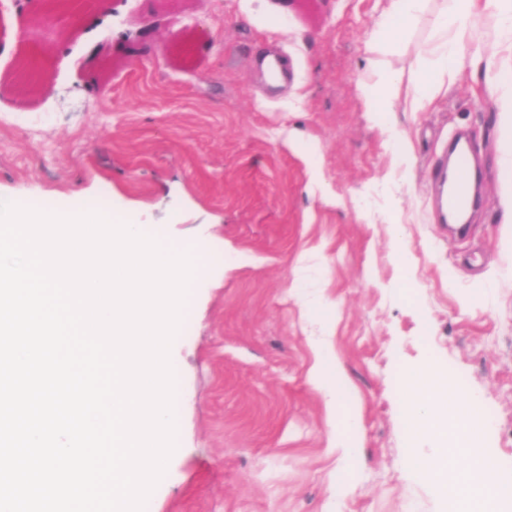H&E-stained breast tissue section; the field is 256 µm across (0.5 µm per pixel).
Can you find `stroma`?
Masks as SVG:
<instances>
[{
    "label": "stroma",
    "instance_id": "1",
    "mask_svg": "<svg viewBox=\"0 0 512 512\" xmlns=\"http://www.w3.org/2000/svg\"><path fill=\"white\" fill-rule=\"evenodd\" d=\"M385 0H112L86 12L20 92L27 14L0 0V200L63 211L106 200L159 240L200 250L174 339L177 446L145 512H448L398 378L435 365L492 413L488 483L512 476V232L500 222V112L475 79L429 112L364 111L367 41ZM406 133L401 157L384 130ZM480 159L464 237L434 177L456 131ZM315 148L319 169L304 151ZM330 351L362 430L353 489L326 399Z\"/></svg>",
    "mask_w": 512,
    "mask_h": 512
}]
</instances>
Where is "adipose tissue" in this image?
Masks as SVG:
<instances>
[{"label": "adipose tissue", "instance_id": "ef3b65f1", "mask_svg": "<svg viewBox=\"0 0 512 512\" xmlns=\"http://www.w3.org/2000/svg\"><path fill=\"white\" fill-rule=\"evenodd\" d=\"M428 25L425 40L416 47L415 65L398 68L393 60L421 25ZM512 50V0H387L376 30L368 40L376 82L358 87L365 111L425 112L462 73L479 77L491 92L504 124L512 130V85L502 81L501 53ZM318 390L335 407L333 432L344 461L358 457L362 428L358 414L342 405L345 386L335 358L322 354L313 374ZM451 386L434 368L408 373L402 396L412 433L435 442L433 455L423 464H410L409 472L426 466L435 483L456 504V512H506V499L497 486L487 484L491 465L488 452L475 448V414L479 400L468 410L447 407ZM455 439L459 466L452 467L441 442Z\"/></svg>", "mask_w": 512, "mask_h": 512}]
</instances>
